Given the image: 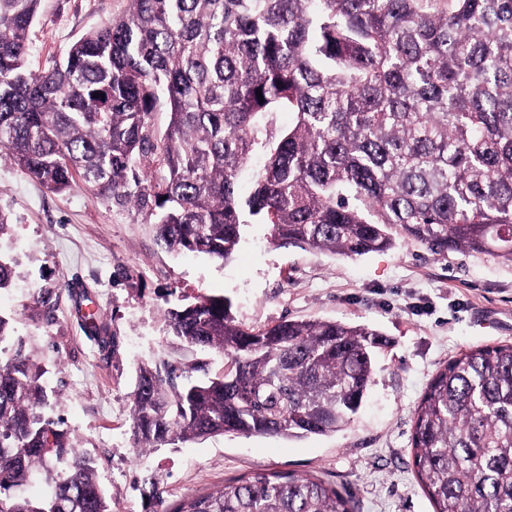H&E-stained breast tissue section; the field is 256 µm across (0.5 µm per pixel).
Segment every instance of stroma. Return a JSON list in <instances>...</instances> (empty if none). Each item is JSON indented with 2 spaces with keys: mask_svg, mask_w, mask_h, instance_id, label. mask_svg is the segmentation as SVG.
Returning <instances> with one entry per match:
<instances>
[{
  "mask_svg": "<svg viewBox=\"0 0 512 512\" xmlns=\"http://www.w3.org/2000/svg\"><path fill=\"white\" fill-rule=\"evenodd\" d=\"M130 8V0H41L31 68H51L73 42ZM0 212L10 223L0 254L14 270L0 292V314L13 328L0 361L18 347L30 355L46 392L40 414L93 458L112 512H153L151 481L174 506L259 466L318 476L351 493L356 512H433L415 476L414 410L458 352L512 342V263L490 256L403 243L350 258L272 244L268 225L251 224L224 263L168 251L131 208L80 182L50 192L5 158ZM202 294L230 299L251 327L322 318L382 333L389 344L376 354L374 381L350 425L303 438L226 434L136 450L131 395L140 365L175 367L181 385L224 370L223 353L166 331V311ZM92 311L105 336L88 327Z\"/></svg>",
  "mask_w": 512,
  "mask_h": 512,
  "instance_id": "stroma-1",
  "label": "stroma"
}]
</instances>
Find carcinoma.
Wrapping results in <instances>:
<instances>
[{
	"instance_id": "1",
	"label": "carcinoma",
	"mask_w": 512,
	"mask_h": 512,
	"mask_svg": "<svg viewBox=\"0 0 512 512\" xmlns=\"http://www.w3.org/2000/svg\"><path fill=\"white\" fill-rule=\"evenodd\" d=\"M39 4L0 0V156L50 191L78 178L135 206L168 248L224 262L247 224L347 257L411 242L512 262V0H132L37 73ZM278 112L294 121L272 131ZM166 323L227 362L176 390L168 371L141 365L139 448L336 433L388 345L341 320L247 327L215 295ZM45 397L23 349L0 362V512H111L91 457L37 414ZM411 448L434 512H512V342L464 349L437 371ZM52 458L67 474L42 499L13 494ZM150 496L154 512H354L320 478L260 467L172 509Z\"/></svg>"
}]
</instances>
